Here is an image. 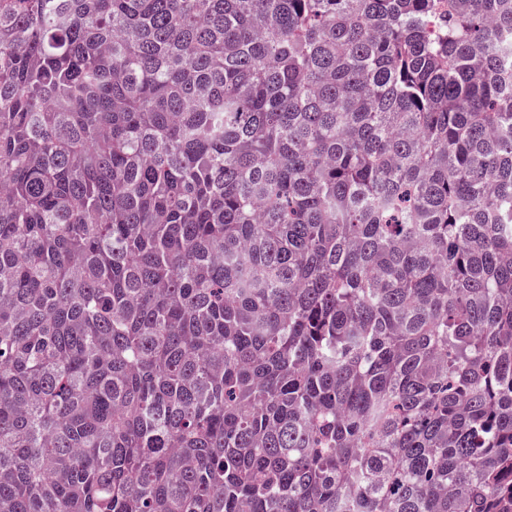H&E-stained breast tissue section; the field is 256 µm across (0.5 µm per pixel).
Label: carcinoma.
<instances>
[{
  "label": "carcinoma",
  "instance_id": "cac0c4a2",
  "mask_svg": "<svg viewBox=\"0 0 512 512\" xmlns=\"http://www.w3.org/2000/svg\"><path fill=\"white\" fill-rule=\"evenodd\" d=\"M0 0V512H512L501 0Z\"/></svg>",
  "mask_w": 512,
  "mask_h": 512
}]
</instances>
